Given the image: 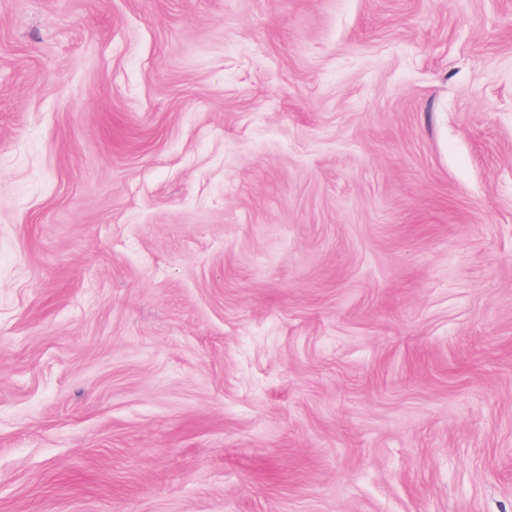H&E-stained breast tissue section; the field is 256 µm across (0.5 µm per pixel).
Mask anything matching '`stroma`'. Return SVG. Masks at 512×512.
<instances>
[{
	"instance_id": "obj_1",
	"label": "stroma",
	"mask_w": 512,
	"mask_h": 512,
	"mask_svg": "<svg viewBox=\"0 0 512 512\" xmlns=\"http://www.w3.org/2000/svg\"><path fill=\"white\" fill-rule=\"evenodd\" d=\"M0 512H512V0H0Z\"/></svg>"
}]
</instances>
